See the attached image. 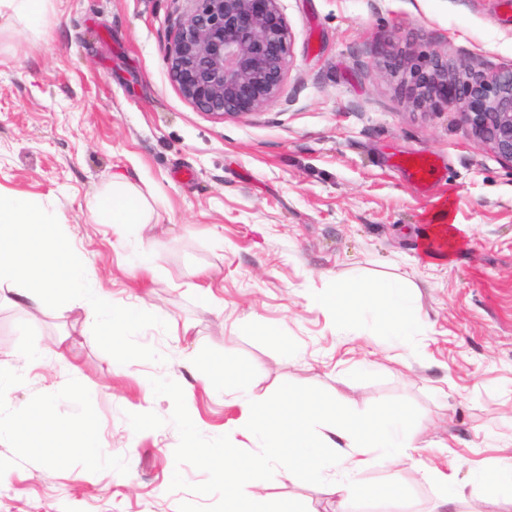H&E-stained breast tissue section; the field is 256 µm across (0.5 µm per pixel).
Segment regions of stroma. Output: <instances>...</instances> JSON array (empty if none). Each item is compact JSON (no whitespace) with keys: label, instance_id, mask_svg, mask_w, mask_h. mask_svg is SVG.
I'll return each instance as SVG.
<instances>
[{"label":"stroma","instance_id":"stroma-1","mask_svg":"<svg viewBox=\"0 0 512 512\" xmlns=\"http://www.w3.org/2000/svg\"><path fill=\"white\" fill-rule=\"evenodd\" d=\"M186 0H51L39 32L0 9V192L57 212L59 230L114 305L155 307L124 349L85 313L0 303V365L16 379L0 421L40 404L82 417L90 449L0 437V512H224L205 454L238 448L241 401L213 392L232 357L255 395H342L356 410L406 406L426 461L459 482L512 447V163L478 144L455 106L416 109L375 48L487 73L512 65L504 0H281L294 34L279 100L218 121L171 82L166 50ZM422 154L425 185L398 166ZM125 175L151 230L98 224L89 204ZM446 204L460 243L428 263L420 242ZM149 250L153 272L134 266ZM416 285V335L339 327L310 297L336 281ZM66 343L69 374L33 352ZM79 395H72L73 381ZM193 417L185 431L183 414ZM150 426L140 429L142 418ZM303 512H336L320 484L269 485Z\"/></svg>","mask_w":512,"mask_h":512}]
</instances>
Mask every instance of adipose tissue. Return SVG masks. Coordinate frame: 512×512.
Returning <instances> with one entry per match:
<instances>
[{"label": "adipose tissue", "mask_w": 512, "mask_h": 512, "mask_svg": "<svg viewBox=\"0 0 512 512\" xmlns=\"http://www.w3.org/2000/svg\"><path fill=\"white\" fill-rule=\"evenodd\" d=\"M90 210L99 224H124L142 230L150 222L141 196L121 179L102 191ZM57 226L55 212L20 195L0 194V294L10 293L15 303L35 309L41 307L46 295L59 294L64 303L85 311L93 335L122 342L136 323L152 316V309L129 312L117 308L111 296L96 285L93 270L73 250L68 238L57 233ZM457 245L447 209L438 208L431 217L425 251L443 261L452 257ZM317 301L335 310L344 324L370 316L395 340L414 333L413 294L410 284L401 281L340 283ZM212 386L219 393L232 391L249 401L244 427L263 448L259 456L227 448L221 455L210 457L212 476L224 486V512H298L289 503L272 506L257 481L264 472L276 479L324 483L341 506L358 497L400 506V474L407 469L441 490L442 504L454 503L464 493L455 472L422 459L419 432L412 429L404 408L391 406L360 415L343 401L294 391L255 401L249 382L236 376L229 358ZM12 433L30 448L39 447L41 438L49 435L78 436L85 447L97 445L81 418L59 421L47 404ZM379 464L390 469L388 480L372 486L362 483L361 475ZM472 479L480 498L512 505L511 455L503 457L492 470H473Z\"/></svg>", "instance_id": "ef3b65f1"}]
</instances>
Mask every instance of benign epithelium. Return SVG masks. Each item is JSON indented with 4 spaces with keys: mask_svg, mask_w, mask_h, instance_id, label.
<instances>
[{
    "mask_svg": "<svg viewBox=\"0 0 512 512\" xmlns=\"http://www.w3.org/2000/svg\"><path fill=\"white\" fill-rule=\"evenodd\" d=\"M166 53L172 83L216 120L258 115L280 97L294 36L281 0H190ZM391 70L409 75L417 108L457 106L474 138L512 163V66L487 75L437 60L417 63L380 45Z\"/></svg>",
    "mask_w": 512,
    "mask_h": 512,
    "instance_id": "1",
    "label": "benign epithelium"
}]
</instances>
